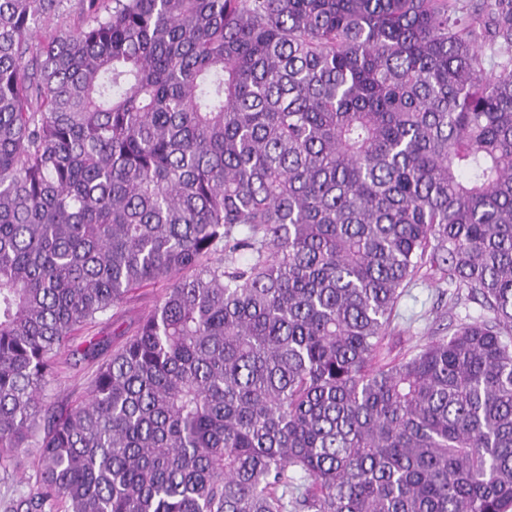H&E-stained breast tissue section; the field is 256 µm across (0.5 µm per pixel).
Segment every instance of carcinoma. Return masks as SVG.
<instances>
[{
    "label": "carcinoma",
    "mask_w": 512,
    "mask_h": 512,
    "mask_svg": "<svg viewBox=\"0 0 512 512\" xmlns=\"http://www.w3.org/2000/svg\"><path fill=\"white\" fill-rule=\"evenodd\" d=\"M59 2L0 0L13 512H512V0ZM426 264L479 310L383 361ZM86 3L82 0H61L56 14L40 29L39 35L49 37L58 31H67L79 26L86 18ZM163 292V283L139 288L129 295L116 315V310L110 311L95 324L79 329L69 349L66 348L58 356L55 373L44 387V399L59 405L80 400L87 393L98 360H83L79 355L73 356L71 350L91 338L107 339L110 341L111 349L121 346L154 307ZM39 475L37 448H26L6 469L0 467V512H9L8 506L26 495Z\"/></svg>",
    "instance_id": "cac0c4a2"
}]
</instances>
